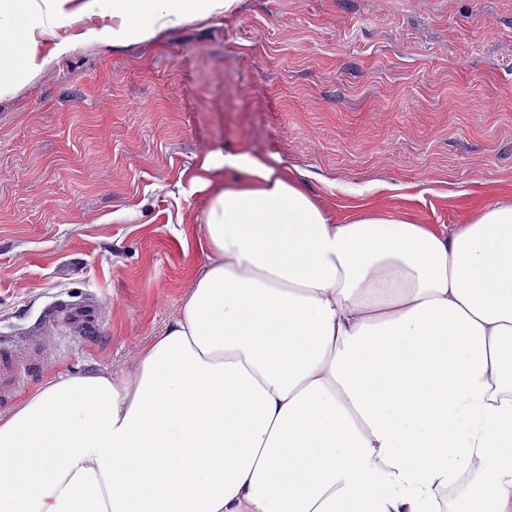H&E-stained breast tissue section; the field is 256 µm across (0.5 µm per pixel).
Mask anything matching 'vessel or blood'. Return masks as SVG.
<instances>
[{
	"instance_id": "b4317fda",
	"label": "vessel or blood",
	"mask_w": 512,
	"mask_h": 512,
	"mask_svg": "<svg viewBox=\"0 0 512 512\" xmlns=\"http://www.w3.org/2000/svg\"><path fill=\"white\" fill-rule=\"evenodd\" d=\"M98 304L94 298L64 301L54 305L51 320H65L75 325L90 326L97 315ZM43 351L38 333H31L22 340H0V403H6L27 387L41 372Z\"/></svg>"
}]
</instances>
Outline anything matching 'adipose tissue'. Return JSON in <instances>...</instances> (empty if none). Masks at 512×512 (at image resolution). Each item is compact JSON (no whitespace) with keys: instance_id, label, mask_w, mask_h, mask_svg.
<instances>
[{"instance_id":"1","label":"adipose tissue","mask_w":512,"mask_h":512,"mask_svg":"<svg viewBox=\"0 0 512 512\" xmlns=\"http://www.w3.org/2000/svg\"><path fill=\"white\" fill-rule=\"evenodd\" d=\"M240 0H106L113 40ZM0 0V81L31 56ZM207 263L131 374L53 376L0 415V512H512V205L337 224L246 153Z\"/></svg>"}]
</instances>
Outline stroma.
Returning a JSON list of instances; mask_svg holds the SVG:
<instances>
[{"mask_svg": "<svg viewBox=\"0 0 512 512\" xmlns=\"http://www.w3.org/2000/svg\"><path fill=\"white\" fill-rule=\"evenodd\" d=\"M87 2L0 91V336L100 303L92 335L42 331V379L135 369L207 261L226 154L302 172L339 224L512 205V0H241L132 44ZM98 304L94 298L87 297L79 301H62L55 304L50 319L65 320L75 325L88 327L95 322Z\"/></svg>", "mask_w": 512, "mask_h": 512, "instance_id": "1", "label": "stroma"}]
</instances>
